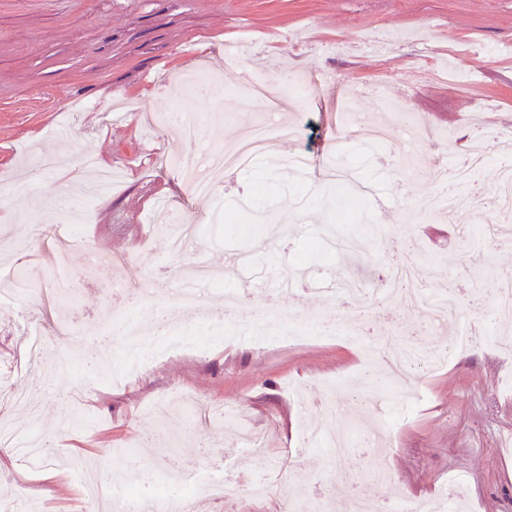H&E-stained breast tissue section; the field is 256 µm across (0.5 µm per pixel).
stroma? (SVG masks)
Wrapping results in <instances>:
<instances>
[{"label": "stroma", "mask_w": 512, "mask_h": 512, "mask_svg": "<svg viewBox=\"0 0 512 512\" xmlns=\"http://www.w3.org/2000/svg\"><path fill=\"white\" fill-rule=\"evenodd\" d=\"M197 65L211 75L206 99L180 81ZM291 78L303 96L286 92ZM176 101L186 117L208 114L205 144L232 145L256 121L295 127L252 167L217 175V201L233 218L222 231L207 221L217 201L190 197L173 165L182 139L157 121ZM348 112L358 125L345 124ZM484 124L500 135L476 180V232L501 222L491 205L498 161L512 158V0H0V183L13 187L0 200V243L26 239L34 224L48 230L33 247L38 283L0 300V386L26 393L39 413L0 406V422L34 429L51 450L38 471L19 458L1 467L0 496L15 512H62L77 474L108 484L133 467L152 496L146 512H166L165 478L190 488L210 474L254 481L276 470L270 497L203 498V512H289L297 494L306 512H335L360 489L378 503L411 502L458 474L451 512H512V320L492 308L494 289L512 283V243L474 252L421 205ZM408 127L422 139L413 161L393 153ZM295 149L312 159L306 172L281 166ZM335 173L353 177L352 224L382 231L338 259L320 250ZM65 187L81 196L95 261L57 249ZM160 198L198 227L176 259L151 235ZM232 245L253 252L254 275L231 270ZM198 255L213 270L206 304L219 324L177 313L171 299ZM407 260L427 288L455 294L479 340L442 370L381 378L380 413L364 392L367 351L410 341L430 352L458 333L386 301L390 269ZM61 270L77 286L69 306L49 286ZM345 277L363 280L359 301H329ZM141 288L164 307L169 335L112 336ZM228 294L238 298L230 309ZM269 303L329 326L347 310L360 321L352 337L251 342L250 319ZM107 336L113 367L99 370ZM60 350L75 356L64 379L47 366ZM332 407L356 440L343 463L306 441L310 429L327 433ZM244 431L263 454L240 444ZM382 466L390 481L372 483Z\"/></svg>", "instance_id": "1"}]
</instances>
